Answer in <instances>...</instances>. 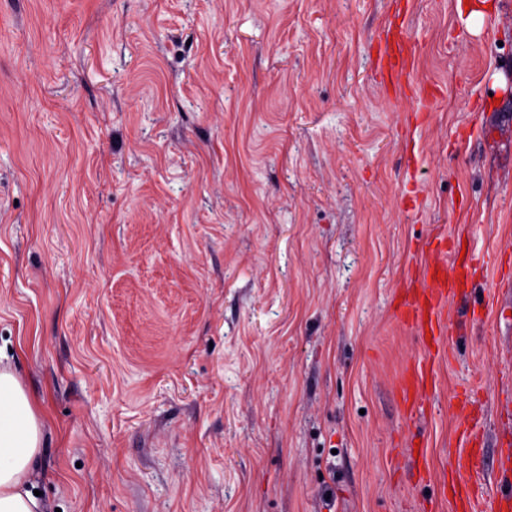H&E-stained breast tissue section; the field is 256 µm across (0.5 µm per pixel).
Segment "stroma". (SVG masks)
<instances>
[{"instance_id": "stroma-1", "label": "stroma", "mask_w": 512, "mask_h": 512, "mask_svg": "<svg viewBox=\"0 0 512 512\" xmlns=\"http://www.w3.org/2000/svg\"><path fill=\"white\" fill-rule=\"evenodd\" d=\"M0 0V361L45 512H455L512 432V0ZM401 14L416 86L379 67ZM484 255L427 340L429 240ZM421 377L412 408L403 387ZM466 446L469 447L465 455H460L451 471L457 472L466 470L475 473L476 477L479 476L478 466L476 464L479 456L482 453V434L480 427L477 424L468 426L464 433Z\"/></svg>"}]
</instances>
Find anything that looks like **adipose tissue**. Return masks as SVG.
<instances>
[{
    "mask_svg": "<svg viewBox=\"0 0 512 512\" xmlns=\"http://www.w3.org/2000/svg\"><path fill=\"white\" fill-rule=\"evenodd\" d=\"M41 444L32 399L10 368H0V512H42L31 483Z\"/></svg>",
    "mask_w": 512,
    "mask_h": 512,
    "instance_id": "adipose-tissue-1",
    "label": "adipose tissue"
}]
</instances>
